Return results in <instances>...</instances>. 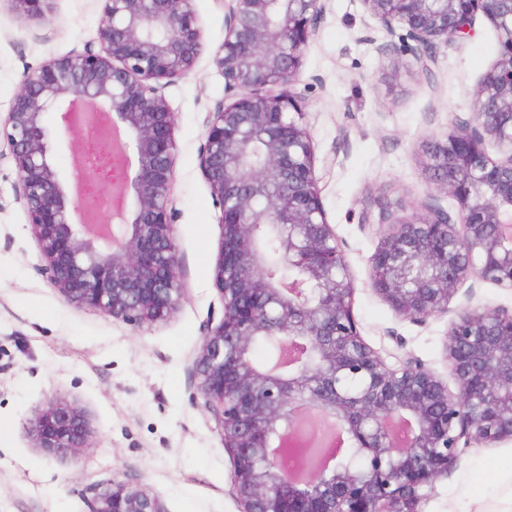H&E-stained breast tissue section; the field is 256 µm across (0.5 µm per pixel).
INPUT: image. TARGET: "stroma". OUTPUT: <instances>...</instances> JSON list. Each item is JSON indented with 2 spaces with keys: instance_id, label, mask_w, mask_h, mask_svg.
Listing matches in <instances>:
<instances>
[{
  "instance_id": "1",
  "label": "stroma",
  "mask_w": 512,
  "mask_h": 512,
  "mask_svg": "<svg viewBox=\"0 0 512 512\" xmlns=\"http://www.w3.org/2000/svg\"><path fill=\"white\" fill-rule=\"evenodd\" d=\"M228 0H195L205 48L193 71L162 93L176 114L172 186L183 298L166 320L133 327L67 303L49 283L0 144V512H89L107 481L159 498L167 512H239L232 464L211 414L196 398L193 362L204 321L220 322L214 286L220 211L199 169L206 112L225 102L212 55L224 39ZM100 0H53L33 20L0 0V112L24 76L98 37ZM385 31L361 0H325V19L303 58L305 123L313 137L329 224L356 281L364 340L396 364L402 353L451 381L445 353L450 315L416 325L370 287V260L386 227L381 212H421L436 191L423 165L426 140L471 115L475 91L498 61L492 23L440 46L431 72L409 55L383 54ZM80 407L89 448L76 458L37 447L31 421L50 398ZM512 493V443L467 449L438 480L423 512H504Z\"/></svg>"
}]
</instances>
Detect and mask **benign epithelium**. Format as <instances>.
<instances>
[{"instance_id":"obj_1","label":"benign epithelium","mask_w":512,"mask_h":512,"mask_svg":"<svg viewBox=\"0 0 512 512\" xmlns=\"http://www.w3.org/2000/svg\"><path fill=\"white\" fill-rule=\"evenodd\" d=\"M10 2L43 18L50 0ZM194 2L101 0L98 41L27 73L0 120L50 283L68 302L137 328L167 318L182 298L171 212L176 116L160 90L204 49ZM361 2L391 37L379 50L407 53L426 72L476 13L498 36L500 58L471 118L423 149L430 181L457 214L433 203L413 219L383 216L388 229L371 258L372 290L402 319L454 313L445 351L455 389L414 356L388 365L360 334L355 280L303 123L302 61L324 0H230L213 64L232 101L208 113L199 152L220 209L214 280L224 316L203 323L193 367L232 460L240 512H422L465 449L512 442V307L451 308L473 278L512 289V0ZM50 111L63 119L57 132ZM57 133L95 139L109 160H125L113 186L119 202L103 206L62 180ZM489 143L503 158H490ZM272 235L289 271L278 281L263 251ZM259 343L279 350L274 365L257 363ZM313 412L343 426L354 454L299 484L283 442L310 440L303 424ZM30 432L51 456L90 447L84 412L64 399L51 400ZM90 512L166 510L114 481Z\"/></svg>"}]
</instances>
